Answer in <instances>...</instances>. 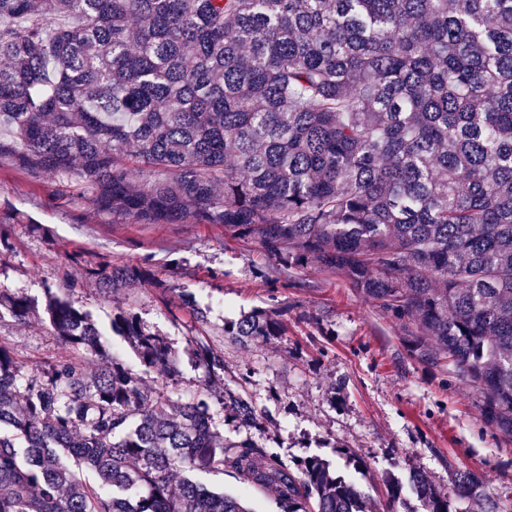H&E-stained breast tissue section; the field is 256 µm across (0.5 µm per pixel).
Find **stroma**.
Wrapping results in <instances>:
<instances>
[{"label":"stroma","instance_id":"stroma-1","mask_svg":"<svg viewBox=\"0 0 512 512\" xmlns=\"http://www.w3.org/2000/svg\"><path fill=\"white\" fill-rule=\"evenodd\" d=\"M61 185L53 173L32 175L0 159V291L29 304L25 320L0 315V344L17 360L35 367L61 354L47 314L53 292L90 315L116 363L159 387L163 376L145 371L111 332L122 308L177 352L179 374L169 385L187 400L203 390V371L186 350L199 310L206 340L224 354L225 383L240 385L265 416L253 439L285 461L328 459L381 505L389 481H398L409 512H422L412 472L447 497L449 466L476 469L512 512V438L486 424L464 378L414 357L399 323L345 278L314 263L281 266L258 239L220 224L105 215L88 199L60 196ZM101 262L143 267L155 282L112 296L89 274ZM178 287L192 292L194 309L179 306ZM256 310L275 315L285 335L235 345L225 325Z\"/></svg>","mask_w":512,"mask_h":512}]
</instances>
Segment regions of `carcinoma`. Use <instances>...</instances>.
Here are the masks:
<instances>
[{"mask_svg": "<svg viewBox=\"0 0 512 512\" xmlns=\"http://www.w3.org/2000/svg\"><path fill=\"white\" fill-rule=\"evenodd\" d=\"M3 156L103 213L222 224L341 273L512 436V0H0ZM93 275L114 294L151 280ZM48 317L67 354L36 374L0 344V512H253L192 477L214 471L279 512H374L328 461L292 467L250 437L264 418L200 337L219 392L181 401L110 361L69 300L51 295ZM112 330L176 376L136 316L117 310ZM224 334L247 347L284 330L251 313ZM88 355L105 364L92 377ZM213 403L245 436L214 427ZM414 486L423 512H450L424 475ZM451 492L455 512H499L474 470Z\"/></svg>", "mask_w": 512, "mask_h": 512, "instance_id": "1", "label": "carcinoma"}]
</instances>
